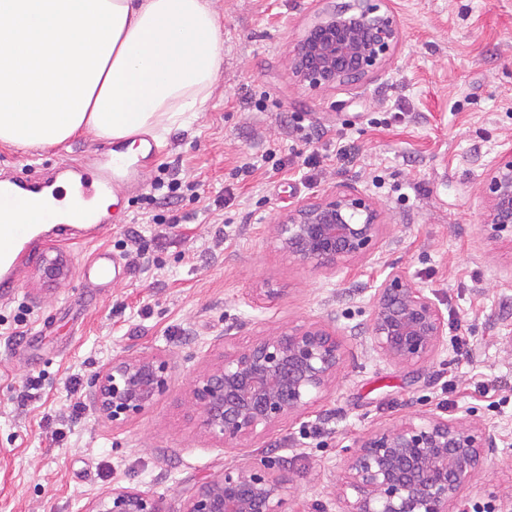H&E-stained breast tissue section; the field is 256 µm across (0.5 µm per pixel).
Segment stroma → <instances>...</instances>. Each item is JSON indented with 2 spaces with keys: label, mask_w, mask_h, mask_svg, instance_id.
<instances>
[{
  "label": "stroma",
  "mask_w": 512,
  "mask_h": 512,
  "mask_svg": "<svg viewBox=\"0 0 512 512\" xmlns=\"http://www.w3.org/2000/svg\"><path fill=\"white\" fill-rule=\"evenodd\" d=\"M224 27L221 75L195 123L171 130L141 182L194 187L173 206L175 225L152 223L135 198L101 240L127 275L96 288L81 276L92 246L57 250L55 277L29 262L0 299V512H87L115 488L152 493L182 512L205 479L242 461L274 460L302 512H343L342 465L359 440L411 413L466 418L497 446L467 482L469 512H512V234L482 224L486 166L512 144V0H389L401 31L387 69L354 89L312 90L288 69V52L322 0H215ZM264 99L257 109L256 99ZM318 139L292 138L293 123ZM354 163L318 176L296 153H321L338 136ZM100 139L44 149L0 146V169L32 175L90 157ZM275 157H267L268 149ZM251 176L238 177L243 164ZM350 185L383 211L368 260L327 271L288 259L272 222L288 209ZM138 225L139 244L125 232ZM403 268L433 298L463 348L397 364L367 337L376 286ZM30 313L23 324L20 307ZM310 321L332 323L345 363L302 415L233 447L214 445L190 404L193 378L259 335ZM143 354L170 364L167 390L116 423L91 386L112 360ZM81 386L70 392L67 380ZM40 396L23 401L29 378ZM81 400L80 419L70 417ZM67 431L64 441L53 432Z\"/></svg>",
  "instance_id": "obj_1"
}]
</instances>
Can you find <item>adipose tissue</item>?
I'll return each mask as SVG.
<instances>
[{
  "instance_id": "1",
  "label": "adipose tissue",
  "mask_w": 512,
  "mask_h": 512,
  "mask_svg": "<svg viewBox=\"0 0 512 512\" xmlns=\"http://www.w3.org/2000/svg\"><path fill=\"white\" fill-rule=\"evenodd\" d=\"M223 48L213 0H0V145L139 155L197 118Z\"/></svg>"
}]
</instances>
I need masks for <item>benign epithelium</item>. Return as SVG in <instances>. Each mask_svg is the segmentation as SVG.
Listing matches in <instances>:
<instances>
[{"instance_id": "obj_1", "label": "benign epithelium", "mask_w": 512, "mask_h": 512, "mask_svg": "<svg viewBox=\"0 0 512 512\" xmlns=\"http://www.w3.org/2000/svg\"><path fill=\"white\" fill-rule=\"evenodd\" d=\"M400 31L385 0H353L319 11L289 50L297 82L312 89L361 86L380 75ZM482 223L493 233L512 226V146L491 162L482 187ZM382 235L378 205L355 187L340 185L275 218L273 239L299 264L329 270L368 259ZM448 321L408 273L392 268L375 288L369 319L371 349L400 364H415L443 344ZM344 362L336 330L321 322L284 327L243 349L224 351L216 367L192 381L193 404L204 433L224 446L256 436L300 415L328 391ZM169 366L157 355L112 362L96 379L101 409L123 421L168 388ZM493 437L464 419L415 413L372 432L346 461L340 497L349 512H467L464 484L484 465ZM287 479L275 463L249 461L202 482L182 512H292ZM89 512H164L160 498L114 488Z\"/></svg>"}]
</instances>
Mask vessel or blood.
I'll return each mask as SVG.
<instances>
[{
	"mask_svg": "<svg viewBox=\"0 0 512 512\" xmlns=\"http://www.w3.org/2000/svg\"><path fill=\"white\" fill-rule=\"evenodd\" d=\"M139 159L102 145L93 162H65L57 169L61 186L37 183L21 172L0 178V197L28 221L0 228V289L9 290L18 283L24 263L44 245L89 243L98 239L112 225L110 215L92 207L100 196L122 195L140 181ZM69 188L76 200L68 207L61 223L42 226L39 214L45 194L60 195ZM126 269L111 251L96 249L83 266L86 280L106 286L125 274Z\"/></svg>",
	"mask_w": 512,
	"mask_h": 512,
	"instance_id": "vessel-or-blood-1",
	"label": "vessel or blood"
}]
</instances>
